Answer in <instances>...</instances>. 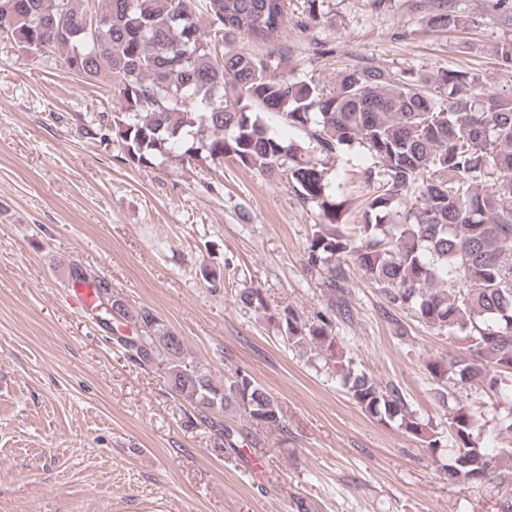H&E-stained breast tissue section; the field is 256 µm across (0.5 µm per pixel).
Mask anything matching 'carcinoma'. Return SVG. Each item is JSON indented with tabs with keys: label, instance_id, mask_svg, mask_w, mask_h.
Segmentation results:
<instances>
[{
	"label": "carcinoma",
	"instance_id": "carcinoma-1",
	"mask_svg": "<svg viewBox=\"0 0 512 512\" xmlns=\"http://www.w3.org/2000/svg\"><path fill=\"white\" fill-rule=\"evenodd\" d=\"M448 2L432 0L428 26L464 22ZM207 4L204 28L194 0H104L99 12L84 0H0V40L33 58L60 49L69 73L110 78L117 109L85 134L117 138L129 163L216 166L229 157L286 181L300 202L320 209L307 266L326 267L331 291L344 279L336 260L352 259L387 303L462 342L455 360L427 363L436 383L452 379L512 395V94L488 93L479 77L455 69L432 80L376 65L344 67L329 88L313 76L277 74L271 57L226 51L224 38L275 40L288 0ZM263 112L280 114L307 141L285 143ZM353 144L381 164L366 173L365 220L355 236L339 223L342 202L323 163ZM93 286L113 314L142 328L117 344L144 368L164 366L174 393L201 420L236 412L263 428H285L277 399L249 373L238 369L216 381L186 360L184 340L152 310L126 308L104 277ZM235 302L263 306L256 288L237 289ZM273 319L289 344L333 343L323 317L309 323L288 305ZM341 382L370 417L397 424L428 448L443 447L441 433L415 417L397 387L381 386L350 360ZM448 430V480L512 486V468L496 462L511 459L512 447L489 455L467 406L452 409Z\"/></svg>",
	"mask_w": 512,
	"mask_h": 512
}]
</instances>
